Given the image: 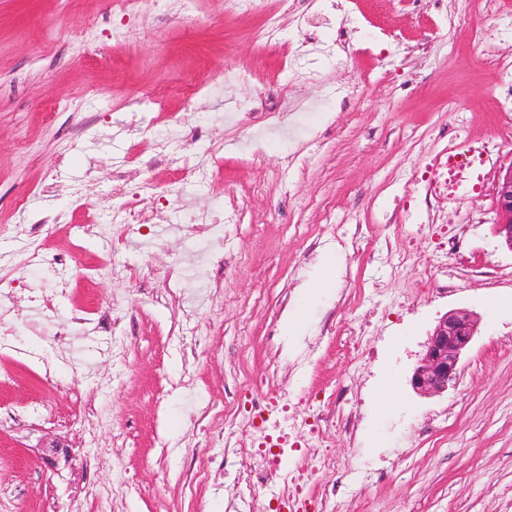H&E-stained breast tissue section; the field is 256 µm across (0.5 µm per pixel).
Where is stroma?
<instances>
[{"label": "stroma", "mask_w": 512, "mask_h": 512, "mask_svg": "<svg viewBox=\"0 0 512 512\" xmlns=\"http://www.w3.org/2000/svg\"><path fill=\"white\" fill-rule=\"evenodd\" d=\"M511 96L512 0L132 15L112 0H0V225L18 198L58 219L9 286L18 348L0 355L14 376L0 413L22 419L0 426V488L24 512L77 497L83 512H271L283 474L241 497L253 454L201 429L240 438L252 401L275 398L331 424L330 447L283 455L312 466L304 493L327 512H512V250L492 231ZM133 142L167 146L169 164L142 170ZM470 144L489 158L480 193L405 192ZM116 169L153 217L121 239L101 207ZM90 221L100 233L77 240ZM325 255L334 284L299 299ZM115 305L105 327L75 317ZM48 308L68 336L33 334ZM455 308L479 332L447 392L419 396L410 376ZM218 399L231 425L209 415Z\"/></svg>", "instance_id": "obj_1"}]
</instances>
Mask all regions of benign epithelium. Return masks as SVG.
<instances>
[{
	"instance_id": "obj_1",
	"label": "benign epithelium",
	"mask_w": 512,
	"mask_h": 512,
	"mask_svg": "<svg viewBox=\"0 0 512 512\" xmlns=\"http://www.w3.org/2000/svg\"><path fill=\"white\" fill-rule=\"evenodd\" d=\"M495 235L512 250V166L500 174L495 186ZM480 318L471 310L446 312L434 325L410 377L412 390L420 396L442 394L456 380L461 356L479 332Z\"/></svg>"
}]
</instances>
